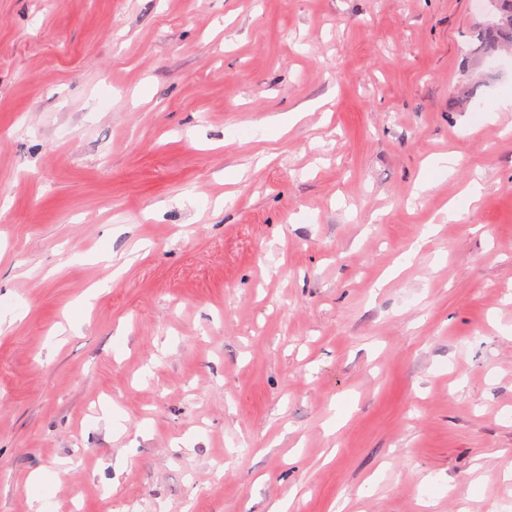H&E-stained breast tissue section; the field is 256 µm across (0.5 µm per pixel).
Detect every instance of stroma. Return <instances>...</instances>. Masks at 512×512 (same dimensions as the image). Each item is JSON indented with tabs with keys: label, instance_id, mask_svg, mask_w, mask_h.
Here are the masks:
<instances>
[{
	"label": "stroma",
	"instance_id": "stroma-1",
	"mask_svg": "<svg viewBox=\"0 0 512 512\" xmlns=\"http://www.w3.org/2000/svg\"><path fill=\"white\" fill-rule=\"evenodd\" d=\"M482 18L0 0V512L512 498V51L470 61Z\"/></svg>",
	"mask_w": 512,
	"mask_h": 512
}]
</instances>
